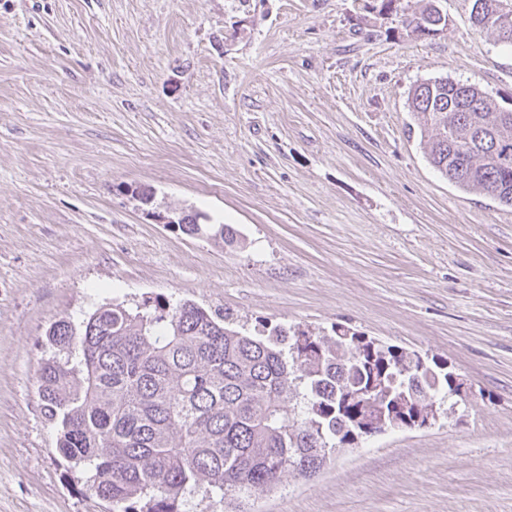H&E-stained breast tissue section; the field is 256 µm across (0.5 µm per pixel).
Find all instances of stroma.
Wrapping results in <instances>:
<instances>
[{
  "label": "stroma",
  "mask_w": 512,
  "mask_h": 512,
  "mask_svg": "<svg viewBox=\"0 0 512 512\" xmlns=\"http://www.w3.org/2000/svg\"><path fill=\"white\" fill-rule=\"evenodd\" d=\"M473 4L420 38L381 0H0V512H109L42 414L45 332L158 299L343 326L467 382L429 427L285 473L245 512H512V207L408 131L425 79L512 98V48Z\"/></svg>",
  "instance_id": "1"
}]
</instances>
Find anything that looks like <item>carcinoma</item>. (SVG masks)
Returning <instances> with one entry per match:
<instances>
[{
    "label": "carcinoma",
    "mask_w": 512,
    "mask_h": 512,
    "mask_svg": "<svg viewBox=\"0 0 512 512\" xmlns=\"http://www.w3.org/2000/svg\"><path fill=\"white\" fill-rule=\"evenodd\" d=\"M393 2L412 32L439 29L438 0L411 14L403 0L382 8ZM501 2L484 0L471 23L512 47V17L495 15ZM407 104L431 131L435 170L463 191L512 199V112L449 78L414 84ZM308 335L281 325L247 333L190 301L105 304L46 331L42 411L60 453L112 512H187L199 492L235 512L242 495L273 489L284 473L319 470L344 449L354 416L455 393L434 357L381 343L359 355L357 333L345 330Z\"/></svg>",
    "instance_id": "1"
}]
</instances>
